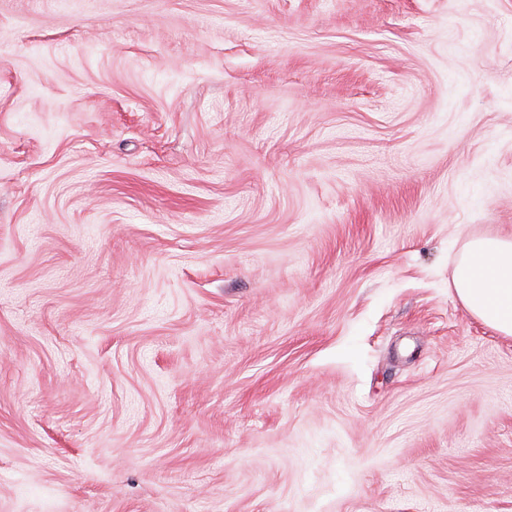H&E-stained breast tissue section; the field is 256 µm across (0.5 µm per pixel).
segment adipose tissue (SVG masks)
I'll return each instance as SVG.
<instances>
[{"mask_svg":"<svg viewBox=\"0 0 512 512\" xmlns=\"http://www.w3.org/2000/svg\"><path fill=\"white\" fill-rule=\"evenodd\" d=\"M454 285L469 312L512 336V237L471 240L457 265Z\"/></svg>","mask_w":512,"mask_h":512,"instance_id":"adipose-tissue-1","label":"adipose tissue"}]
</instances>
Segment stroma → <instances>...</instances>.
I'll use <instances>...</instances> for the list:
<instances>
[{
    "instance_id": "stroma-1",
    "label": "stroma",
    "mask_w": 512,
    "mask_h": 512,
    "mask_svg": "<svg viewBox=\"0 0 512 512\" xmlns=\"http://www.w3.org/2000/svg\"><path fill=\"white\" fill-rule=\"evenodd\" d=\"M512 0H0V512H512ZM454 285L464 307L504 336H512V237L471 240Z\"/></svg>"
}]
</instances>
